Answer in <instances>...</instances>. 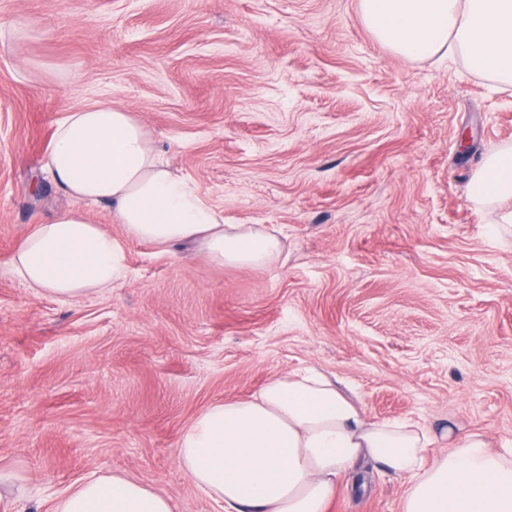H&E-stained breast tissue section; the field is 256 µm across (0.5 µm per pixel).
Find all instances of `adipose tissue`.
<instances>
[{"mask_svg":"<svg viewBox=\"0 0 512 512\" xmlns=\"http://www.w3.org/2000/svg\"><path fill=\"white\" fill-rule=\"evenodd\" d=\"M374 38L416 61L458 52L475 72L512 85V0H359ZM45 170L67 208L36 225L10 264L26 287L60 299L106 290L125 275L120 244L83 212L107 204L129 239L198 245L217 265L259 269L279 237L228 224L196 185L173 172L132 113L98 102L68 113ZM476 205L512 200V147L486 157L468 191ZM438 435L408 419L376 421L310 368L256 393L216 402L182 432L181 469L224 512H330L336 487L367 460L409 485L403 512H512V448L476 431L436 453ZM53 512H175L172 499L124 476H98L60 496Z\"/></svg>","mask_w":512,"mask_h":512,"instance_id":"obj_1","label":"adipose tissue"}]
</instances>
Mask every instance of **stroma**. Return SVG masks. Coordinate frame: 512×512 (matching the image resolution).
<instances>
[{
  "mask_svg": "<svg viewBox=\"0 0 512 512\" xmlns=\"http://www.w3.org/2000/svg\"><path fill=\"white\" fill-rule=\"evenodd\" d=\"M135 113L228 224L276 229L262 270L128 239L107 292L61 300L9 261L66 207L44 171L57 123ZM469 149H462V137ZM512 146V87L460 57L407 62L359 0H0V471L21 512L120 474L175 512H224L183 474L211 403L313 366L376 420L512 448V234L467 185ZM376 463L330 512H402Z\"/></svg>",
  "mask_w": 512,
  "mask_h": 512,
  "instance_id": "35a3bbf8",
  "label": "stroma"
}]
</instances>
